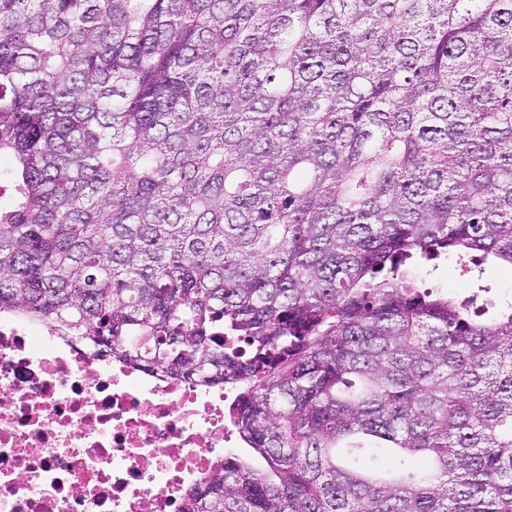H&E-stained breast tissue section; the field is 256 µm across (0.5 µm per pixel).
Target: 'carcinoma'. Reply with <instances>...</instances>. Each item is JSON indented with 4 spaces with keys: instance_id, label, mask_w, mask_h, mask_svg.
Instances as JSON below:
<instances>
[{
    "instance_id": "cac0c4a2",
    "label": "carcinoma",
    "mask_w": 512,
    "mask_h": 512,
    "mask_svg": "<svg viewBox=\"0 0 512 512\" xmlns=\"http://www.w3.org/2000/svg\"><path fill=\"white\" fill-rule=\"evenodd\" d=\"M0 312L238 391L192 512H512V0H0ZM418 457L423 466L405 461ZM436 265L438 267L433 272V283L444 291L462 299L475 289L470 281L459 276L451 261L438 260ZM483 285L492 288V293L509 292L512 294V267L507 264H498L491 261L484 265Z\"/></svg>"
}]
</instances>
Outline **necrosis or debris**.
<instances>
[{
  "instance_id": "obj_1",
  "label": "necrosis or debris",
  "mask_w": 512,
  "mask_h": 512,
  "mask_svg": "<svg viewBox=\"0 0 512 512\" xmlns=\"http://www.w3.org/2000/svg\"><path fill=\"white\" fill-rule=\"evenodd\" d=\"M230 394L0 314V512H187L232 446Z\"/></svg>"
}]
</instances>
